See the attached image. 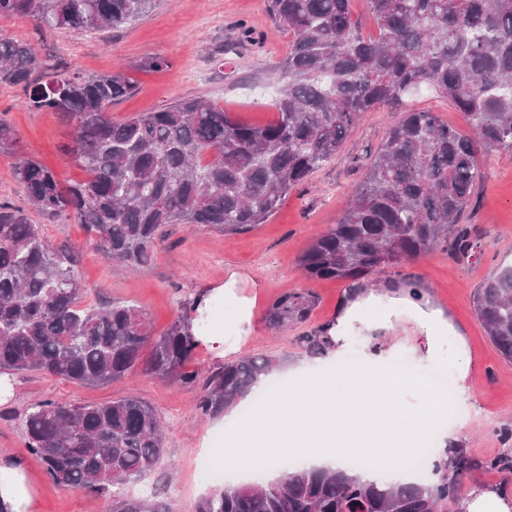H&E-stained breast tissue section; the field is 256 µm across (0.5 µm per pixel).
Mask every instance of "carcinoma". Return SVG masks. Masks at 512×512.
<instances>
[{
	"label": "carcinoma",
	"mask_w": 512,
	"mask_h": 512,
	"mask_svg": "<svg viewBox=\"0 0 512 512\" xmlns=\"http://www.w3.org/2000/svg\"><path fill=\"white\" fill-rule=\"evenodd\" d=\"M157 0H0V16L44 31L97 32L146 16ZM378 35L366 39L351 19V0H267L288 32V56L276 67L278 117L257 126L194 98L112 120V102L134 93L121 71L33 79L41 61L22 39L0 37V84L26 103L59 113L74 129L70 152L88 179L61 187L31 159L14 177L26 206L0 204V371H37L105 385L142 371L196 382L187 370L198 341L194 303L161 333L122 301L81 305L78 255L53 247L26 208L72 212L107 259L131 270L147 264L171 224L237 233L266 223L288 193L328 163L360 115L396 108L430 90L463 112L472 134L433 112L412 111L369 153L362 180L339 220L299 256L311 279L359 280L412 261L440 245L459 260L487 231L461 223L482 177L484 148L512 149V0H370ZM315 306L305 290L275 297L264 313L272 329L302 324ZM474 311L495 351L512 361V265L478 289ZM311 355L326 345L300 337ZM272 368L256 355L224 364L204 384L197 409L218 417ZM28 451L55 484L112 497L113 512H170L130 497L126 487L160 464L165 448L154 408L136 396L101 404L47 399L25 420ZM457 481L363 483L348 469H285L263 486H220L195 512H441Z\"/></svg>",
	"instance_id": "obj_1"
}]
</instances>
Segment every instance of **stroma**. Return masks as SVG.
Listing matches in <instances>:
<instances>
[{"label": "stroma", "instance_id": "obj_1", "mask_svg": "<svg viewBox=\"0 0 512 512\" xmlns=\"http://www.w3.org/2000/svg\"><path fill=\"white\" fill-rule=\"evenodd\" d=\"M245 27L252 33L248 42L239 39ZM1 34L27 40L46 64L69 74L129 75L137 90L113 105L116 120L196 97L210 99L253 125L277 117L270 104L267 73L286 57L289 37L275 29L266 0H159L134 24L94 34L68 29L43 32L29 20L0 18ZM152 55L166 57L168 67L157 72L142 69L144 58ZM402 117V112L387 107L364 113L336 156L293 190L267 223L239 234L200 224L170 225L151 263L135 272L107 263L73 214L49 218L33 211L30 221L40 225L57 248L80 254L84 304L103 297L132 302L147 314L157 333L177 317L182 302L193 300L200 288L223 284L233 271L255 283L262 311L282 292H312L317 304L306 322L273 330L264 319H257L240 350L241 356L260 355L285 365L305 358L299 336L335 315L346 286L342 280L306 277L297 258L337 222L351 189L363 176L369 151ZM0 121L17 134L12 152L0 153V203L24 202L14 177L20 157L49 168L61 185L85 180L83 168L66 153L73 144V130L58 113L30 109L21 89L0 84ZM488 157L476 197L462 217L463 223L487 230L481 255L460 261L439 248L387 268L383 276L427 287L466 337L476 373V397L460 407L468 417V428L459 446L474 464L464 485L512 486L511 472L489 466L490 460L512 457V442L501 437L503 428H512V362L496 353L474 312L483 280L512 263V149L494 148ZM201 393V385L164 381L138 371L104 386L33 372L6 373L0 375V460L11 461L25 474L34 497L31 512H112L110 497L65 488L48 479L41 461L26 449L25 418L33 405L47 399L86 404L135 395L156 410L164 427L165 455L155 473L128 485L129 495L159 498L170 512H194L197 500L211 487L198 478L197 462L204 454L217 457L224 445L220 419L200 417L196 410Z\"/></svg>", "mask_w": 512, "mask_h": 512}]
</instances>
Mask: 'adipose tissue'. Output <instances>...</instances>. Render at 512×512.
Listing matches in <instances>:
<instances>
[{
	"label": "adipose tissue",
	"mask_w": 512,
	"mask_h": 512,
	"mask_svg": "<svg viewBox=\"0 0 512 512\" xmlns=\"http://www.w3.org/2000/svg\"><path fill=\"white\" fill-rule=\"evenodd\" d=\"M242 274L230 273L224 284L195 296L200 321L193 332L216 355L238 352L253 332L257 319L255 297L245 295ZM231 299V321L236 337L227 336L212 312L221 301ZM404 328L414 338L417 362L435 367L446 346H453L457 361L459 401L474 397L471 382L473 362L465 336L442 307L432 303L423 286L373 279L358 288L344 290L335 317L324 324L323 340L329 356L344 353L358 343L361 364L340 375L327 373L323 359L306 358L288 365L284 377L287 394H280L272 375L258 377L253 393L268 401L264 414L246 420L237 412L225 414L222 424L231 435V448L243 476L262 485L277 475L276 453L297 455L301 468L341 469L354 456L366 463L356 470L363 482L406 483L403 472L383 469V451L402 455L414 448L420 434L436 432L438 470L433 483L451 479L454 456L448 448L466 429V419L445 427L448 395L416 379L392 372L390 358L399 350L392 333ZM458 512H512V490L503 486L472 485L458 495Z\"/></svg>",
	"instance_id": "ef3b65f1"
}]
</instances>
